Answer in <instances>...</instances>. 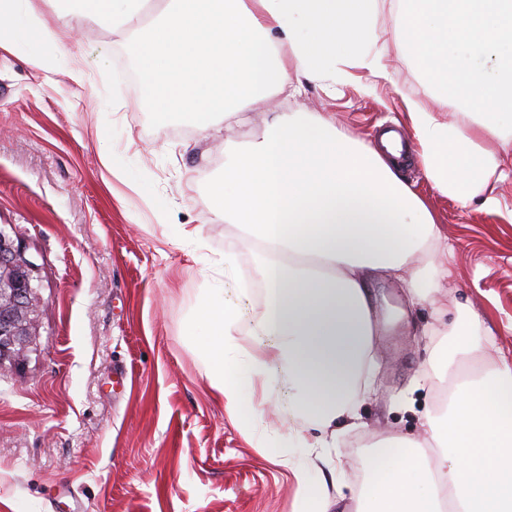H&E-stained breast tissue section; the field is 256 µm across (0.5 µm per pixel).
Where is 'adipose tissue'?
I'll use <instances>...</instances> for the list:
<instances>
[{"label": "adipose tissue", "instance_id": "ef3b65f1", "mask_svg": "<svg viewBox=\"0 0 512 512\" xmlns=\"http://www.w3.org/2000/svg\"><path fill=\"white\" fill-rule=\"evenodd\" d=\"M21 0H0V45L24 51L39 71L54 72L63 30ZM394 32L430 83L447 81L455 55L478 56L458 71L464 109L452 119L413 100L405 107L427 180L468 206L498 199L491 179H506L512 131V0H397ZM70 18L95 17L127 28L142 71L141 96L163 117L177 115L209 130L213 119L282 90L291 78L335 81L350 63L386 74L384 53L370 39L381 0H169L148 27L145 0H73ZM495 137L501 153L485 151ZM390 153L336 132L326 118L267 116L263 137L224 163L214 190L225 223L256 244L253 253L265 306L255 321L269 345L241 355L238 310L209 288L193 318L207 332L196 341L213 389L227 412L252 427L242 380L288 381L293 441L302 428L337 430L355 416L352 400L380 334L370 288L392 277L408 301L426 285L419 265L438 253L435 218L397 175ZM457 344L435 367L446 374L456 356L478 354L487 341L479 318L448 331ZM430 449L391 436L370 451L382 477L362 487L357 512H512V363L477 370L454 387L443 411L429 414Z\"/></svg>", "mask_w": 512, "mask_h": 512}]
</instances>
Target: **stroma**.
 Wrapping results in <instances>:
<instances>
[{"mask_svg":"<svg viewBox=\"0 0 512 512\" xmlns=\"http://www.w3.org/2000/svg\"><path fill=\"white\" fill-rule=\"evenodd\" d=\"M388 76L351 69L329 85L306 84L250 108L245 129L205 135L195 122L159 120L139 94L141 72L129 33L87 18L70 29L58 72L44 78L18 49L0 47V226L35 263L39 334L24 365L0 367V512H299L288 467L268 453L287 447L296 424L288 385L251 380L252 430L228 414L189 336L202 289L220 286L243 312V351L258 294L240 296L225 253L249 272L252 244L215 213L213 186L233 142L265 133L269 107L320 114L339 133L379 143L390 122L410 133L408 97L438 104L420 67L402 51L389 12L374 32ZM80 63L83 84L69 71ZM111 149L105 169L102 149ZM399 176L432 210L447 255L433 294L408 305L400 282L372 286L383 319L371 388L356 399L358 420L331 447L296 448L308 479L333 512H355L380 438L426 441L437 407L432 367L448 318L477 315L492 339L462 370L512 361V181L494 183L495 210L461 206L432 189L418 156ZM199 227L192 240L183 226Z\"/></svg>","mask_w":512,"mask_h":512,"instance_id":"stroma-1","label":"stroma"}]
</instances>
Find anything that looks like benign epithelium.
I'll return each instance as SVG.
<instances>
[{"instance_id":"1","label":"benign epithelium","mask_w":512,"mask_h":512,"mask_svg":"<svg viewBox=\"0 0 512 512\" xmlns=\"http://www.w3.org/2000/svg\"><path fill=\"white\" fill-rule=\"evenodd\" d=\"M35 264L0 227V368L21 361L39 325Z\"/></svg>"}]
</instances>
